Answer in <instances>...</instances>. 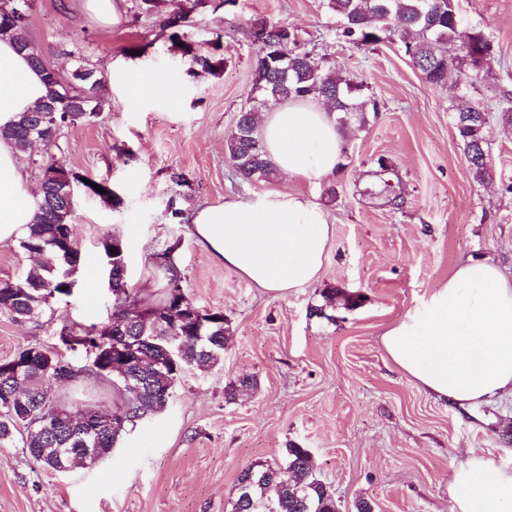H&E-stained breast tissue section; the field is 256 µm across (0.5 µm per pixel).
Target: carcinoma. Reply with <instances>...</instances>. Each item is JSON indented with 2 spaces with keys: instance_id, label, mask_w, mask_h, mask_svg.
<instances>
[{
  "instance_id": "cac0c4a2",
  "label": "carcinoma",
  "mask_w": 512,
  "mask_h": 512,
  "mask_svg": "<svg viewBox=\"0 0 512 512\" xmlns=\"http://www.w3.org/2000/svg\"><path fill=\"white\" fill-rule=\"evenodd\" d=\"M207 7L206 0H189L182 15L163 18L172 36L182 43L184 53L192 55L193 62L203 72H210L215 62L205 55L193 53L189 41L196 17ZM329 9L339 22L338 35L355 46L377 45L399 38L404 53L423 74L428 85L437 87L448 80V65L457 53L472 59L476 55L492 61L491 43L478 32L464 30L459 21L455 0H328ZM30 13H21L16 22L0 19V37L7 36L18 48L32 44L27 26ZM273 22L255 20L249 24V37L257 44L252 87L258 89L242 123L249 124L243 135L233 134L227 140L229 161L235 175L245 181L269 179L276 169L267 159L256 121L251 113L269 100L282 101L303 97L310 93L333 100V108L351 122L365 121V103L358 100L360 86L344 77L315 55L301 48L296 40L281 42L272 39L258 43V34ZM288 56V69L276 64L277 57ZM32 66L41 75L47 87H52L63 74L44 64L42 56L29 57ZM105 82L96 76L90 82L77 84L67 106L66 124L91 123L103 112L102 89ZM41 113L33 108L6 128H0V138L10 142L23 156L32 155L30 130L42 123V152L32 159L39 177L65 162L55 157L57 132L60 126L50 120H40ZM455 129L464 144V154L472 178L482 182L488 177L487 167L488 118L479 105H470L465 112H456ZM36 219L28 225L19 245L27 253L39 258V265L31 267L15 281L0 283V310L16 319L30 320L71 296L77 285L76 275L84 264L80 250L75 247L71 232L73 209L55 205L44 192L37 197ZM102 254L112 257L114 265L126 264V246L116 235H106L101 241ZM165 284L157 299L145 301L128 291L127 280L112 283V294L123 296L129 312L113 315L112 323L101 328L93 325L75 331L63 328L60 341L71 351H81L84 364L66 362L56 351L39 348L40 361L28 368L20 380L10 383L0 380V404L18 388L24 390L21 399L0 415V443L13 438L14 430L22 427L25 451L46 469L62 472L74 463L81 448H97L99 456L108 458L124 428L117 430L105 424L99 413L91 409H73L54 395L52 377L56 369L48 364L66 363L70 377L91 374L103 383L112 385V392L122 398L112 414L122 415L125 424L137 422L164 410L172 398L183 370L190 366L206 369L219 361L229 335V327L220 310L202 309L184 293L182 275L177 264L160 269ZM153 336L152 342H142L139 356L129 366L130 373L143 381L141 387H130L124 379L111 377L106 372L111 363L109 347L123 339L135 340ZM176 337L182 345L175 360L159 366L165 359L167 339ZM53 415L62 427V433L48 438L41 431L40 420ZM58 448H70L71 454H59ZM287 470L290 479L281 474L272 476V465L258 462L243 469L237 476L238 495L231 512H339V506L327 486L316 477L310 451L296 446L286 449Z\"/></svg>"
}]
</instances>
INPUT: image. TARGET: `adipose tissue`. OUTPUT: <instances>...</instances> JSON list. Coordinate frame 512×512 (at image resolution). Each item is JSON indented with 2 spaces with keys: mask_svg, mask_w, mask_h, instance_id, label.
Returning <instances> with one entry per match:
<instances>
[{
  "mask_svg": "<svg viewBox=\"0 0 512 512\" xmlns=\"http://www.w3.org/2000/svg\"><path fill=\"white\" fill-rule=\"evenodd\" d=\"M45 94L27 57L0 39V127ZM259 128L270 159L287 176L318 181L342 161L345 138L336 114L315 97L272 104ZM36 213L22 157L0 139V242L23 237ZM191 234L217 262L284 295L318 280L333 226L306 195L268 190L200 208ZM381 344L437 398L466 407L512 393V279L491 258L467 259L389 327ZM448 494L458 512H512V469L472 457L450 475Z\"/></svg>",
  "mask_w": 512,
  "mask_h": 512,
  "instance_id": "obj_1",
  "label": "adipose tissue"
}]
</instances>
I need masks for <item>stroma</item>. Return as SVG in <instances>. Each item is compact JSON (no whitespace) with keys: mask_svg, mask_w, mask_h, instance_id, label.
Wrapping results in <instances>:
<instances>
[{"mask_svg":"<svg viewBox=\"0 0 512 512\" xmlns=\"http://www.w3.org/2000/svg\"><path fill=\"white\" fill-rule=\"evenodd\" d=\"M461 25L482 33L493 59L466 86V64L428 86L399 42L356 48L336 33L327 0H237L208 7L193 31L198 53L221 59L205 73L169 29L123 0L119 23L87 0H34L29 36L63 70L83 58L105 77L107 104L91 124L61 130L59 154L80 175L108 183L112 206L75 190L73 239L86 257L67 303L20 322L0 311V360L51 347L64 325L108 324L119 307L105 288L101 240L126 245L128 288L156 296V253L172 249L185 294L223 311L229 340L218 364L188 368L166 408L126 429L109 459L54 472L21 439L0 443V512H231L236 478L261 461L309 449L340 512H456L448 478L474 455L512 467V395L472 407L436 399L399 370L384 330L469 258H492L512 276V0H456ZM297 31L305 48L354 76L375 102L346 137L344 161L308 183L282 175L244 182L225 140L251 87L257 48L247 23ZM163 74L175 98L132 93L129 73ZM489 113L490 176L472 179L454 116ZM390 165L372 195L378 159ZM264 190L299 191L324 207L334 235L319 281L273 295L219 264L190 234L196 209ZM179 218H172V209ZM245 375L254 388L224 396ZM69 403L104 413L111 389L88 375L65 385Z\"/></svg>","mask_w":512,"mask_h":512,"instance_id":"obj_1","label":"stroma"}]
</instances>
